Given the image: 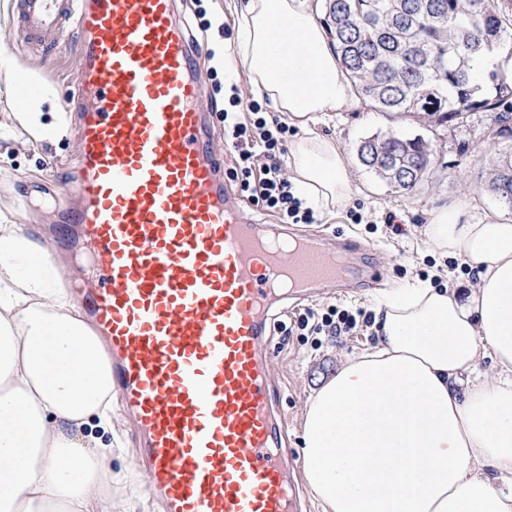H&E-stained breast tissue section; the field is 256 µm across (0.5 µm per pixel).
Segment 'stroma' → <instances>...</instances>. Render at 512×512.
Segmentation results:
<instances>
[{
  "label": "stroma",
  "instance_id": "35a3bbf8",
  "mask_svg": "<svg viewBox=\"0 0 512 512\" xmlns=\"http://www.w3.org/2000/svg\"><path fill=\"white\" fill-rule=\"evenodd\" d=\"M244 0H182L181 11L193 15L205 10L210 28H197L196 35L206 49L230 46L218 21L235 24ZM13 0H0V221L30 224L42 238H49L59 211L69 202L61 186L66 173L65 161L77 155L74 136L58 140L36 139L23 122L25 95L19 76L28 68L38 67L11 24ZM486 120L473 121L453 128L431 126L426 119L392 116L359 107L339 112L318 125L319 133L338 138L349 161L358 189L357 200L364 204L373 221L355 224L346 211L317 215L309 229L332 237L344 234L374 248L383 277L384 288L397 287L421 274L423 259L430 250L421 234L434 209L448 201H467L474 218L498 209L499 204L488 187L489 171L495 154L485 137ZM394 130L420 134L432 140L441 161L428 181L409 195L393 193L374 173L357 164L356 148L365 137ZM394 211L411 221L408 236L390 240L380 222L385 213ZM376 333L365 329L349 336L286 335L275 332L271 341V379L279 389V410L288 419V446L300 451L304 410L313 389L335 372L341 359L360 354L374 344ZM124 450L113 453L108 465L113 473L134 471L140 483L137 499L125 500L120 489H113V500H124L126 512H161L152 498L148 479L134 453L135 432L123 416L113 420Z\"/></svg>",
  "mask_w": 512,
  "mask_h": 512
}]
</instances>
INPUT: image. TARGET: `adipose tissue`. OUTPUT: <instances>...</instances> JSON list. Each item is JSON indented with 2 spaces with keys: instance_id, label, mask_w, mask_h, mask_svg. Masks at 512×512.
Here are the masks:
<instances>
[{
  "instance_id": "1",
  "label": "adipose tissue",
  "mask_w": 512,
  "mask_h": 512,
  "mask_svg": "<svg viewBox=\"0 0 512 512\" xmlns=\"http://www.w3.org/2000/svg\"><path fill=\"white\" fill-rule=\"evenodd\" d=\"M268 97L301 137L296 192L333 213L351 206L352 168L320 115L358 102L311 0H247L224 81ZM434 253L478 277L469 292L413 278L374 296L377 342L308 398L301 454L321 512H512V217L474 220L463 202L423 228ZM489 370H481L483 361ZM112 365L24 224L0 223V512H101L113 484Z\"/></svg>"
}]
</instances>
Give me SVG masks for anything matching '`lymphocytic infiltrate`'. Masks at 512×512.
Segmentation results:
<instances>
[{
  "label": "lymphocytic infiltrate",
  "mask_w": 512,
  "mask_h": 512,
  "mask_svg": "<svg viewBox=\"0 0 512 512\" xmlns=\"http://www.w3.org/2000/svg\"><path fill=\"white\" fill-rule=\"evenodd\" d=\"M288 132V126L268 116L257 100L246 101L231 92L224 110V141L235 152V165L227 178L257 210L277 214L285 224H311L313 209L296 194L286 175ZM372 322L364 308L330 305L307 310L296 325L315 334L339 336Z\"/></svg>",
  "instance_id": "1"
}]
</instances>
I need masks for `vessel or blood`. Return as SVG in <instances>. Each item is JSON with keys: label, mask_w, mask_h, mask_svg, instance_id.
<instances>
[{"label": "vessel or blood", "mask_w": 512, "mask_h": 512, "mask_svg": "<svg viewBox=\"0 0 512 512\" xmlns=\"http://www.w3.org/2000/svg\"><path fill=\"white\" fill-rule=\"evenodd\" d=\"M43 61L77 36L72 204L95 285L76 296L112 357L162 512H295L267 343L287 289L340 287L361 245L246 216L211 151L205 56L177 0H16Z\"/></svg>", "instance_id": "obj_1"}]
</instances>
